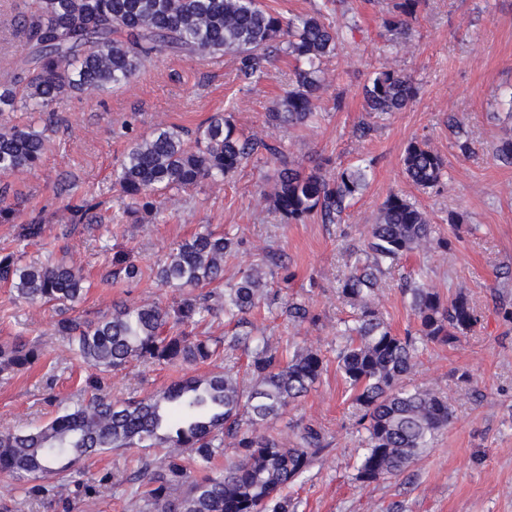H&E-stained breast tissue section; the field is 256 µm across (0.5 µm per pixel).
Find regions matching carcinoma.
<instances>
[{"mask_svg":"<svg viewBox=\"0 0 512 512\" xmlns=\"http://www.w3.org/2000/svg\"><path fill=\"white\" fill-rule=\"evenodd\" d=\"M423 0H392L385 25L401 34L417 17ZM25 51L0 81V112H42L72 93L103 91L126 82L155 54L168 49L198 56L234 54L242 71L254 74L273 52L293 62V79L267 113V122L301 126L316 116L324 88L325 61L334 56L338 33L328 17L284 16L259 0H36L18 18ZM413 78L403 70L372 73L363 86L366 111L400 112L415 98ZM47 148L44 132L32 125L0 127V177L36 168ZM265 151L278 165L267 200L289 224L318 216L339 224L351 200L369 182L364 160L334 172L323 163L306 170L277 145L240 132L223 114L192 133L158 127L131 139L113 183L146 213L161 191H183L220 182ZM403 173L426 190L443 183L445 162L425 141L404 150ZM45 225L33 218L16 225L18 242L43 238ZM239 242L204 230L173 244L157 262L156 279L181 291L173 304L112 305L94 319L70 310L85 295V278L63 259L24 263L15 253L0 254V283L31 304L57 311L56 333L67 339L73 359L91 370L84 398L45 425L0 431V474L34 483L47 496L83 483L86 460L119 448H140L136 470L125 481L136 486L124 512H295L286 490L296 484L324 450L322 432L312 424L286 443L267 432L268 424L319 382L324 358L298 346L286 354L265 336L251 332L224 340L193 336L188 328L224 314L238 327L270 302L264 268L272 265L290 278L282 256L268 254L240 272L222 292L197 289L224 279V257ZM448 248L426 213L399 192L387 196L370 225L364 249L354 253L339 294L354 313L336 327V369L353 393L356 423L367 448L354 479L371 484L397 476L418 461L439 431L450 423L448 397L430 388H410L418 345L455 344L474 330L481 316L459 291L443 301L420 282L402 288L416 320L415 332L396 333L378 307L386 267L409 254ZM118 274L138 282L142 270L126 257L112 260ZM294 322L318 321L301 301L286 303ZM247 353L250 385L234 368L187 376L149 396L112 401L102 376L135 361L167 366L213 362L221 347ZM42 349L24 340L0 346V376L29 368ZM232 450L218 470L214 462Z\"/></svg>","mask_w":512,"mask_h":512,"instance_id":"obj_1","label":"carcinoma"}]
</instances>
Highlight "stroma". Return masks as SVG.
I'll use <instances>...</instances> for the list:
<instances>
[{
	"mask_svg": "<svg viewBox=\"0 0 512 512\" xmlns=\"http://www.w3.org/2000/svg\"><path fill=\"white\" fill-rule=\"evenodd\" d=\"M33 2L0 0V69L23 48L12 21ZM262 2L284 14L325 12L339 31L315 120L289 129L265 121L291 77L292 63L284 55L247 77L234 55L201 58L167 50L120 87L64 99L53 113L0 112V125L30 124L49 137L39 166L9 178L0 195V208L14 213L0 222V253L17 250L28 262L66 259L89 284L74 308L88 319L119 301L168 305L178 299L179 291L158 285L153 267L174 242L204 225L239 242L224 260L225 282L267 253L285 254L292 277L286 281L274 271L270 287L281 299L305 301L317 322H291L277 307L251 321L255 334L281 349L307 345L326 360L319 383L270 427L290 441L298 426L312 424L325 438L324 451L289 491L297 512H512V320L502 313L512 308V166L492 155L493 145L512 134L501 104L512 94V0H425L405 39L383 23L390 0ZM382 67L411 74L418 94L405 110L372 118L363 86ZM219 113L231 115L246 135L283 143L305 164L325 161L338 168L370 161V182L344 223L325 224L316 216L284 223L266 200L275 166L262 152L224 181L161 195L155 215L132 212L112 186V171L130 137L160 125L192 131ZM413 140L426 141L443 157L442 186L423 190L404 176L401 156ZM462 141L470 143L469 155L459 150ZM393 192L425 211L450 245L404 257L385 273L379 307L387 321L401 334L415 326L399 289L409 276L446 299L465 291L481 322L457 344L420 350L408 377L409 384L447 396L451 423L405 473L364 486L353 475L365 435L354 423L350 394L336 370V325L349 315L337 288L350 252L363 247ZM85 201L95 203V210L89 220L72 223L71 206ZM34 217L45 224L44 237L18 243L16 225ZM118 252L141 267L140 282L109 280ZM56 320L50 307L27 303L0 284V342L21 338L44 351L31 369L0 378V429L40 425L80 399L85 371L57 334ZM464 372L470 384L459 382ZM183 373L141 361L106 375L105 383L113 398L142 397ZM138 455L120 450L89 460L84 486L69 487L54 503L0 475V512H124L131 486L123 478Z\"/></svg>",
	"mask_w": 512,
	"mask_h": 512,
	"instance_id": "1",
	"label": "stroma"
}]
</instances>
